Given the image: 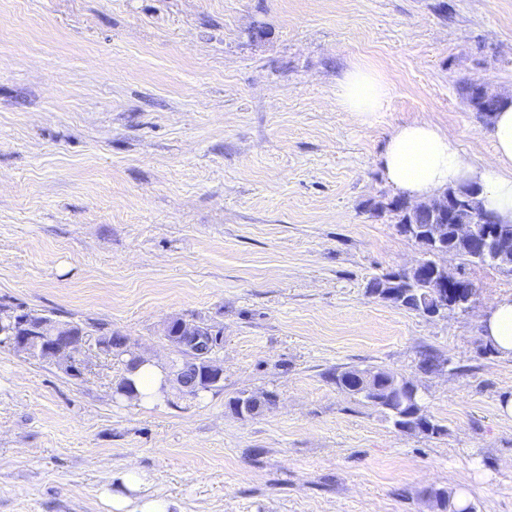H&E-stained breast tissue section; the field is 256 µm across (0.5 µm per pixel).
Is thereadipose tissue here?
<instances>
[{
	"instance_id": "adipose-tissue-1",
	"label": "adipose tissue",
	"mask_w": 512,
	"mask_h": 512,
	"mask_svg": "<svg viewBox=\"0 0 512 512\" xmlns=\"http://www.w3.org/2000/svg\"><path fill=\"white\" fill-rule=\"evenodd\" d=\"M391 84L361 64L352 65L336 86V100L361 124L372 123L386 111ZM493 162L474 165L462 155L456 137L439 127L415 121L398 127L382 156L387 182L396 192L418 202L449 186L480 187L485 210L503 224H512V103L497 112L489 126ZM486 341L502 355L512 357V296L500 298L482 321ZM126 377L143 406L159 402L169 386L170 369L146 356ZM153 479L130 467L113 477L100 493L104 512H182L177 501L153 491Z\"/></svg>"
}]
</instances>
